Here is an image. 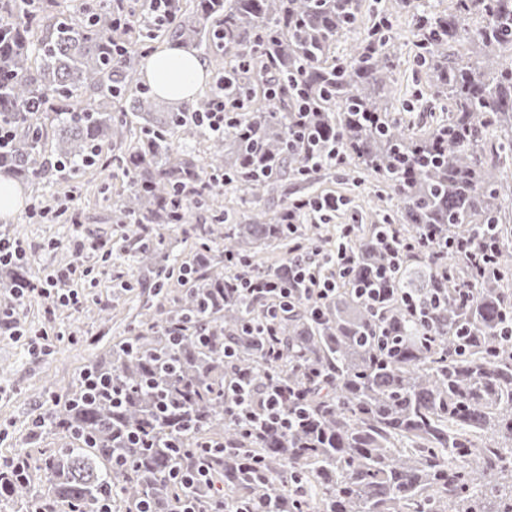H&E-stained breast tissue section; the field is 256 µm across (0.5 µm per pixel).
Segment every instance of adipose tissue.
<instances>
[{
    "label": "adipose tissue",
    "instance_id": "adipose-tissue-1",
    "mask_svg": "<svg viewBox=\"0 0 512 512\" xmlns=\"http://www.w3.org/2000/svg\"><path fill=\"white\" fill-rule=\"evenodd\" d=\"M205 72L201 58L180 45L162 48L144 66L145 78L154 91L169 100L191 98L204 80Z\"/></svg>",
    "mask_w": 512,
    "mask_h": 512
}]
</instances>
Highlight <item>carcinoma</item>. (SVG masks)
Returning <instances> with one entry per match:
<instances>
[{
    "label": "carcinoma",
    "mask_w": 512,
    "mask_h": 512,
    "mask_svg": "<svg viewBox=\"0 0 512 512\" xmlns=\"http://www.w3.org/2000/svg\"><path fill=\"white\" fill-rule=\"evenodd\" d=\"M446 14L416 13L417 61L446 117L416 134L390 117L394 71L390 38L366 29L347 56L336 43L357 27L361 0H194L177 2L162 28L144 24L148 0H129L112 23L111 0H0V121L15 133L0 153V173L30 185L48 172L75 184L91 167L127 179L115 210L144 241L137 262L157 274L166 250L161 227L191 223L194 208L216 205L200 240L192 285L173 303L146 304L137 328L87 370L120 387L122 405L85 397L74 379L51 412L68 439L24 466L0 493L3 512H98L110 491L112 512H177L191 500L201 512L219 504L204 487L184 486L174 470L199 464L223 482L224 500L270 512H512V0H449ZM170 35L203 54L224 52V96L247 99L224 135L194 116L218 90L169 112L133 81L152 41ZM122 46L112 55L111 46ZM274 78L277 102L254 98ZM208 136L205 155L175 150L172 138ZM337 144L343 165L386 184L399 234L425 224L450 242L484 225L503 240L489 272L461 255L416 253L402 260L364 236L336 237L355 260L321 313L301 298L275 323L279 358L266 360L267 337L244 333L271 302L236 287L264 270L261 246L300 251L315 225L302 221L296 197L280 211L264 201L286 176L303 178L307 156ZM250 204V223L230 224L209 177ZM239 270L221 267L226 258ZM33 259L8 266L0 327L21 328L17 288L34 277ZM382 288L373 308L355 288ZM468 286L471 295L457 289ZM441 304L410 314L404 297ZM179 328V343L168 333ZM234 351L224 360V347ZM242 378L305 390L289 429L258 433L234 422L224 386ZM169 395L177 408L161 410ZM130 431L147 438L127 440Z\"/></svg>",
    "instance_id": "obj_1"
}]
</instances>
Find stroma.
Wrapping results in <instances>:
<instances>
[{
	"mask_svg": "<svg viewBox=\"0 0 512 512\" xmlns=\"http://www.w3.org/2000/svg\"><path fill=\"white\" fill-rule=\"evenodd\" d=\"M386 11L392 14L396 64L391 85L394 116L406 123H431L439 116L440 106L426 95V77L416 62L413 8L399 7L398 0H362L359 25L371 27ZM124 182L121 172L115 170L87 171L74 188L50 175L38 186L22 185L24 207L9 220L0 219V234L24 244L35 261L36 275L42 277L56 268L81 264L84 272L76 280L75 289L87 305L103 309L108 317L107 322L99 323L64 306L49 315L45 298L34 293L20 308L24 333L13 336L0 331V459L26 452L35 456L41 449L61 447V439L51 434L39 442H28L32 421L64 399L69 382L83 365L101 355L118 337L127 335L136 323L138 308L154 298L156 276L142 269L134 257L138 246L135 227L120 223L116 217L113 201ZM380 188L379 182L355 167L321 168L305 182L282 180L269 205L277 209L285 201L310 192L334 196L342 205L330 215L328 230L336 231L344 224L362 229L383 217L375 198ZM68 192L79 213L78 223L52 213L33 214L27 207L32 198L49 199ZM77 235L111 240V255H76L69 242ZM45 330L51 333L46 341L40 337Z\"/></svg>",
	"mask_w": 512,
	"mask_h": 512,
	"instance_id": "1",
	"label": "stroma"
}]
</instances>
